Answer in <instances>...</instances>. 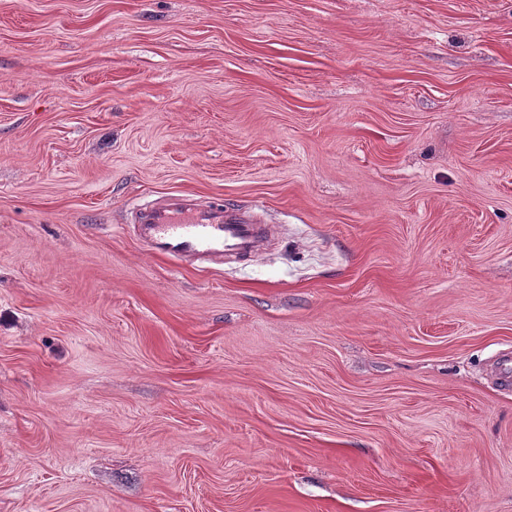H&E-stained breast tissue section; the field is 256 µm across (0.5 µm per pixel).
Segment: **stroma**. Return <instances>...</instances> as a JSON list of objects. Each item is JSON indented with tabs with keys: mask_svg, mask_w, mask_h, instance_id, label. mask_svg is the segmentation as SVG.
Instances as JSON below:
<instances>
[{
	"mask_svg": "<svg viewBox=\"0 0 512 512\" xmlns=\"http://www.w3.org/2000/svg\"><path fill=\"white\" fill-rule=\"evenodd\" d=\"M510 352L512 0H0V512H512ZM137 238L151 254L179 264L263 252L267 227L224 204L198 206L194 195L169 193L135 211Z\"/></svg>",
	"mask_w": 512,
	"mask_h": 512,
	"instance_id": "35a3bbf8",
	"label": "stroma"
}]
</instances>
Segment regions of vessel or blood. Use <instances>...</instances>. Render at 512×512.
<instances>
[{
    "label": "vessel or blood",
    "mask_w": 512,
    "mask_h": 512,
    "mask_svg": "<svg viewBox=\"0 0 512 512\" xmlns=\"http://www.w3.org/2000/svg\"><path fill=\"white\" fill-rule=\"evenodd\" d=\"M134 222L140 244L151 254L182 264L223 259L230 253L259 255L266 225L224 204L196 205L188 193H169L138 208Z\"/></svg>",
    "instance_id": "1"
}]
</instances>
